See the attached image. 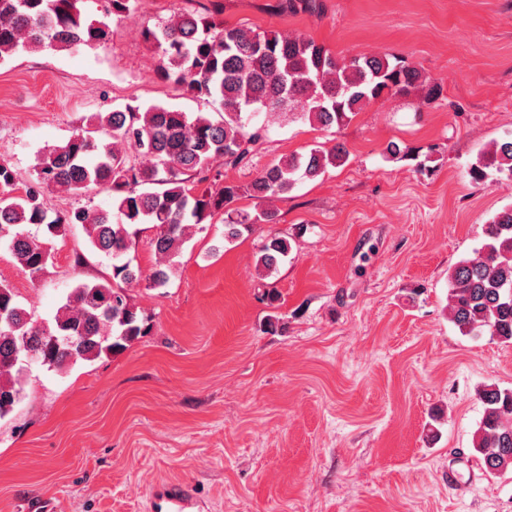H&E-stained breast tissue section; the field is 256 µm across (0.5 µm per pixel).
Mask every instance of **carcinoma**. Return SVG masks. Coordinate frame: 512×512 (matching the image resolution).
<instances>
[{"mask_svg": "<svg viewBox=\"0 0 512 512\" xmlns=\"http://www.w3.org/2000/svg\"><path fill=\"white\" fill-rule=\"evenodd\" d=\"M84 0H0V61L19 51H67L98 47L110 37L106 20L87 21ZM136 0H108L105 16L130 14ZM290 13L319 12L317 0H285ZM161 51L158 74L186 87L195 97L222 108L220 117L191 115L163 105L127 104L99 113L68 140L47 148L36 176L16 181L0 164V248L6 249L31 281L41 280L52 264L53 240L79 224L89 250L112 258V279L82 277L84 254L75 253L77 279L50 321L34 318L10 286L0 283V419L22 396L33 363L61 372L124 350L151 330L149 317L136 307L127 287L145 280L166 287L178 270L183 245L216 214L224 215V241L242 230L270 223L274 210L255 214L234 206L245 194L265 205L292 191L301 178L314 179L328 166H340L349 152L342 143L293 153L264 168L248 185L226 184L192 192L194 177L207 180L213 163L237 167L253 155L265 126L258 114L279 118L296 110L324 128L340 127L385 95L418 94L419 104L439 98L441 89L404 60L377 54L337 59L313 38L226 27L214 17L186 11L142 32ZM512 177V139L479 155L470 168L482 181L488 169ZM101 189L112 210L79 207L53 217L49 192L82 194ZM149 225L148 246L157 257L149 272L127 258L136 248L140 226ZM485 242L448 271V313L465 336L488 332L512 344V206L497 212L485 227ZM291 251L283 236L269 238L257 257L268 276ZM483 417L472 447L485 472L512 471V388L495 384L479 389Z\"/></svg>", "mask_w": 512, "mask_h": 512, "instance_id": "obj_1", "label": "carcinoma"}]
</instances>
